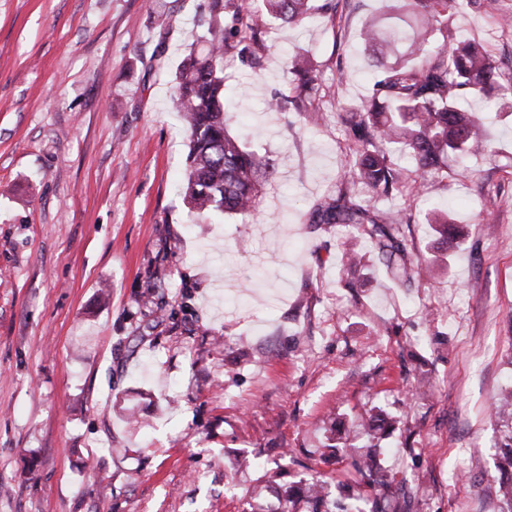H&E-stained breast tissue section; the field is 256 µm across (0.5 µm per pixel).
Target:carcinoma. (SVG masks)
Segmentation results:
<instances>
[{
  "label": "carcinoma",
  "instance_id": "cac0c4a2",
  "mask_svg": "<svg viewBox=\"0 0 512 512\" xmlns=\"http://www.w3.org/2000/svg\"><path fill=\"white\" fill-rule=\"evenodd\" d=\"M485 0H383L384 13L398 23L380 29L365 25L362 40L377 69L369 99L342 105L338 117L348 132L346 163L336 189L310 208V228L344 227L370 239L379 259L409 278L408 244L400 229L405 215L372 203L389 196L405 182L424 184L443 174L448 155L471 154L486 147L484 122L460 108L467 97L493 102L498 112H512V76L502 77L487 45L460 41L451 27L457 14L481 9ZM211 14L223 17L208 27L206 48L190 50L176 74V108L189 137V165L181 181L184 200L204 215H247L259 204L275 167L245 142L229 133L224 113V53L255 34L260 24L296 25L318 7L313 0H210ZM288 93L269 104L278 110L289 104L308 122L317 120L313 96L319 89L317 70L303 58L289 67ZM436 225L441 243H448L451 219L445 211L426 216ZM494 418L507 429L498 448L500 490L512 512V394L498 400ZM391 427L378 411L366 423L371 437ZM375 452L351 458L350 466L367 486L380 489L371 512H391L388 484L375 461ZM286 501L303 500L307 512H346L328 499L323 487L292 484Z\"/></svg>",
  "mask_w": 512,
  "mask_h": 512
}]
</instances>
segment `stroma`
<instances>
[{
    "label": "stroma",
    "instance_id": "obj_1",
    "mask_svg": "<svg viewBox=\"0 0 512 512\" xmlns=\"http://www.w3.org/2000/svg\"><path fill=\"white\" fill-rule=\"evenodd\" d=\"M224 55L229 130L277 174L252 214L198 215L176 189L188 134L175 75L208 0H0V512H280L320 475L350 512L360 477L321 457L326 430L366 446L384 409L394 512H502L494 400L512 388V115L484 118L488 152L452 159L406 211L411 287L370 242L342 265L346 230H310L336 181V110L375 71L359 33L381 0H322ZM512 0L455 16L459 38L512 63ZM312 55L317 123L268 103L285 59ZM449 203L466 237L432 249L426 213Z\"/></svg>",
    "mask_w": 512,
    "mask_h": 512
}]
</instances>
